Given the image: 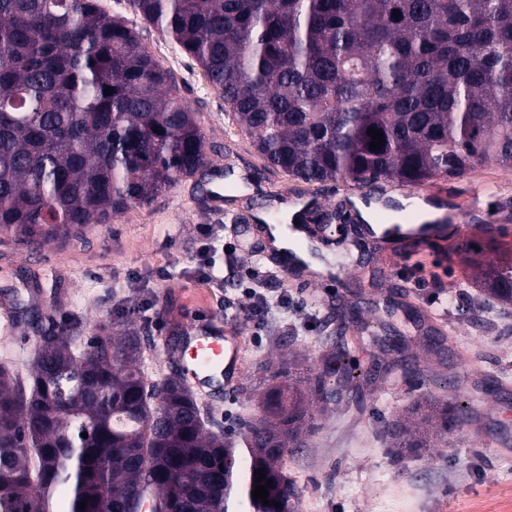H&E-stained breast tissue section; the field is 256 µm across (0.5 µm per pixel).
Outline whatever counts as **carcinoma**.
I'll return each mask as SVG.
<instances>
[{
	"label": "carcinoma",
	"mask_w": 512,
	"mask_h": 512,
	"mask_svg": "<svg viewBox=\"0 0 512 512\" xmlns=\"http://www.w3.org/2000/svg\"><path fill=\"white\" fill-rule=\"evenodd\" d=\"M131 2L291 177L417 186L486 161L512 169V0ZM370 128L385 140L374 151ZM207 163L169 71L98 0H0L1 233L41 248L150 204ZM483 279L487 298L512 305V264ZM336 320L369 340L370 368L344 340L315 370L283 358L277 384L241 387L260 392V413L218 432L181 375L148 384L151 338L132 324L101 328L78 354L63 336L39 337L26 377L0 365V512H298L284 456L320 428L310 407L340 409L389 382L378 350L402 357L405 379L424 371L421 354L444 350L439 336L412 346L385 323L373 331L345 302ZM473 413L465 392L452 404L423 394L391 424V447L428 450ZM258 469L280 506L254 501Z\"/></svg>",
	"instance_id": "cac0c4a2"
}]
</instances>
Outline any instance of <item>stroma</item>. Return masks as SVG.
<instances>
[{
	"mask_svg": "<svg viewBox=\"0 0 512 512\" xmlns=\"http://www.w3.org/2000/svg\"><path fill=\"white\" fill-rule=\"evenodd\" d=\"M99 7L135 28L173 75L205 135L209 165L86 235L35 251L0 234V300L21 314L13 322L0 314V364L26 373L39 336L61 333L81 348L98 327H120L133 307L135 328L152 339L143 355L150 382L177 370L170 350L198 322L215 334L241 337L239 377L253 380L289 349L320 366L326 345L340 340L332 315L337 295L366 321L414 337L421 326L405 319L409 305L423 326L447 336L442 358L419 379L397 376L363 391L348 408L321 419L308 447L290 450L286 467L303 489L300 512H377L378 503L395 499L407 502L409 512H512V315L482 299L471 280L475 265L512 262V170L486 162L462 178L391 191V198L407 201L402 216L409 223L420 218L417 200L439 205L448 220L464 214L468 246L458 245L450 229L426 249L395 243L374 254H352V271L336 287L291 279L264 252V226L279 224L286 204L349 211L358 188L343 181L310 184L268 167L225 115L218 89L179 45L137 14L130 0H99ZM476 184L485 187L477 196ZM203 224L224 227L208 269L198 254ZM228 243L237 256L230 269ZM254 271L270 298L288 297L287 307L272 306L261 334L224 310L225 298L238 297L240 280ZM460 382L479 401L474 421L448 431L434 450L395 456L390 423L420 395L453 398ZM198 403L202 414L226 428L259 411L257 399L236 388L221 401L202 397Z\"/></svg>",
	"mask_w": 512,
	"mask_h": 512,
	"instance_id": "35a3bbf8",
	"label": "stroma"
}]
</instances>
